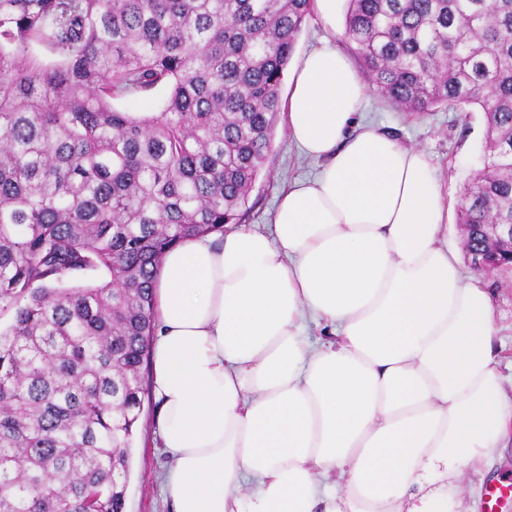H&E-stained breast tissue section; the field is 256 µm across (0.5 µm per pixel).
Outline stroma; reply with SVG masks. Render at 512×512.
<instances>
[{
	"instance_id": "stroma-1",
	"label": "stroma",
	"mask_w": 512,
	"mask_h": 512,
	"mask_svg": "<svg viewBox=\"0 0 512 512\" xmlns=\"http://www.w3.org/2000/svg\"><path fill=\"white\" fill-rule=\"evenodd\" d=\"M346 8V0H336L333 16L326 17L319 10H312L298 36L296 54H304L329 39L335 40L345 54H352V47L343 37ZM363 120L430 157L448 204V245L461 248L458 208L465 188L487 160L484 112L477 107L468 112H453L444 107L424 114L399 112L369 86L365 89ZM318 168V162L301 155L289 140L284 124L276 123L267 161L249 195L246 224L258 230L267 229L282 185L312 176ZM461 269L465 276H480L489 291L496 341L502 348L498 371L505 390L511 391L512 268L478 273L465 262ZM156 411L153 395L145 394L130 450L125 512H170L162 478L171 459L157 430Z\"/></svg>"
}]
</instances>
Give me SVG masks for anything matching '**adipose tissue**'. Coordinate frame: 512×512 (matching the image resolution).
Here are the masks:
<instances>
[{
  "label": "adipose tissue",
  "mask_w": 512,
  "mask_h": 512,
  "mask_svg": "<svg viewBox=\"0 0 512 512\" xmlns=\"http://www.w3.org/2000/svg\"><path fill=\"white\" fill-rule=\"evenodd\" d=\"M332 42L281 112L321 161L242 224L168 250L154 281L152 392L172 512H477L462 473L512 440L491 298L444 238L429 157L363 122ZM333 341L312 346L308 322Z\"/></svg>",
  "instance_id": "1"
}]
</instances>
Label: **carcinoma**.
I'll return each instance as SVG.
<instances>
[{
    "label": "carcinoma",
    "mask_w": 512,
    "mask_h": 512,
    "mask_svg": "<svg viewBox=\"0 0 512 512\" xmlns=\"http://www.w3.org/2000/svg\"><path fill=\"white\" fill-rule=\"evenodd\" d=\"M311 4L0 0V512H124L154 274L242 220ZM344 35L400 110L485 113L459 222L512 224V0H348ZM165 97L166 90L159 88L134 98L114 99L113 106L124 112H140L132 114L135 116H145L153 114L146 112H158Z\"/></svg>",
    "instance_id": "1"
}]
</instances>
